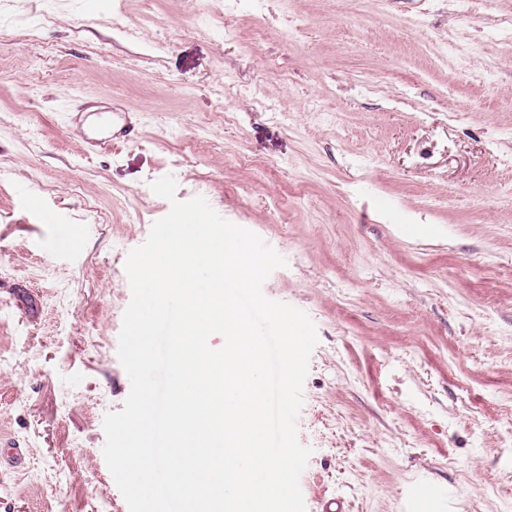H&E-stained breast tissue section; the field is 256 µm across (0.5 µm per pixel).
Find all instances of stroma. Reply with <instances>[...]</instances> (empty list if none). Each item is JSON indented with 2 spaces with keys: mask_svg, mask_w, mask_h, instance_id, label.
I'll list each match as a JSON object with an SVG mask.
<instances>
[{
  "mask_svg": "<svg viewBox=\"0 0 512 512\" xmlns=\"http://www.w3.org/2000/svg\"><path fill=\"white\" fill-rule=\"evenodd\" d=\"M72 96L137 140L89 145ZM166 175L316 326L306 512H402L419 477L512 512V0H0V512H128L103 419Z\"/></svg>",
  "mask_w": 512,
  "mask_h": 512,
  "instance_id": "stroma-1",
  "label": "stroma"
}]
</instances>
